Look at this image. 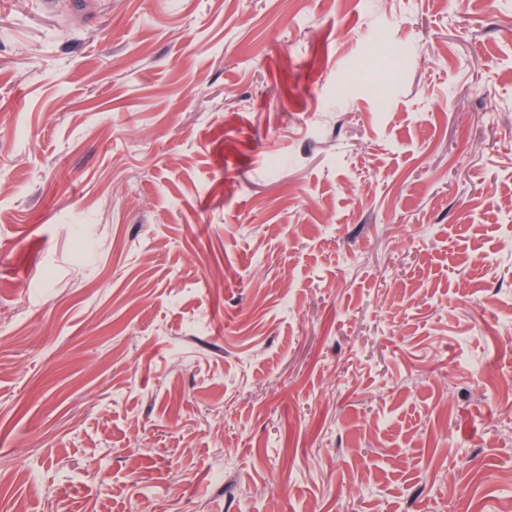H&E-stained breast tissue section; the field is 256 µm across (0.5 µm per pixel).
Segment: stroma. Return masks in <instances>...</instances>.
<instances>
[{"mask_svg": "<svg viewBox=\"0 0 512 512\" xmlns=\"http://www.w3.org/2000/svg\"><path fill=\"white\" fill-rule=\"evenodd\" d=\"M511 135L512 0H0V512H500Z\"/></svg>", "mask_w": 512, "mask_h": 512, "instance_id": "1", "label": "stroma"}]
</instances>
